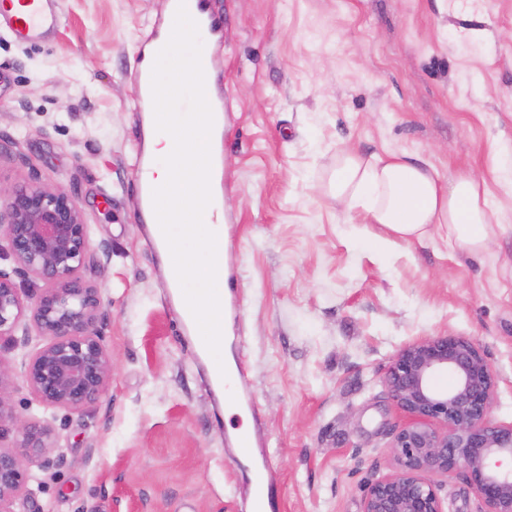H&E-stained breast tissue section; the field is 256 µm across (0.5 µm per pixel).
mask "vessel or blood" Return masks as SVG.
Segmentation results:
<instances>
[{
    "instance_id": "b4317fda",
    "label": "vessel or blood",
    "mask_w": 512,
    "mask_h": 512,
    "mask_svg": "<svg viewBox=\"0 0 512 512\" xmlns=\"http://www.w3.org/2000/svg\"><path fill=\"white\" fill-rule=\"evenodd\" d=\"M185 6L187 11L198 16L202 43L201 62L203 66H210L213 49L221 39V28L204 10L202 0H185ZM2 24L6 25L16 41L35 44L60 27L61 16L54 0H0V25ZM223 146V132H214L211 137L213 166L210 186L215 193L224 188V179L218 166ZM153 188V183L141 181L139 196L145 220L153 226L150 239L155 245L162 247L165 246L166 240L161 229L156 226L157 218L152 202ZM239 343L238 336L225 337L222 362L207 358V370L217 386H224V377L228 374L238 380L245 377L246 367L236 358ZM232 404L249 422L248 427L235 430L225 437L226 442L234 450V459L239 470L245 475L249 512H281L282 503L277 495L274 467L267 457V443L261 435L259 408L252 395L242 389L235 390Z\"/></svg>"
}]
</instances>
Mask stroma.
I'll list each match as a JSON object with an SVG mask.
<instances>
[{
  "mask_svg": "<svg viewBox=\"0 0 512 512\" xmlns=\"http://www.w3.org/2000/svg\"><path fill=\"white\" fill-rule=\"evenodd\" d=\"M164 0H59L45 41L0 32V184L78 202L83 275L102 295L112 378L88 412L47 423L61 459L33 462L40 512H246L224 445L235 419L180 336L162 260L139 218L137 54ZM223 41L228 268L246 386L264 420L283 512H362L409 422L386 373L416 340L470 339L512 423V183L489 182L493 237L472 255L441 233L375 252L325 193L336 155H405L440 177L512 167V0H206Z\"/></svg>",
  "mask_w": 512,
  "mask_h": 512,
  "instance_id": "obj_1",
  "label": "stroma"
}]
</instances>
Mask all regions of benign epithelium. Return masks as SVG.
<instances>
[{
    "mask_svg": "<svg viewBox=\"0 0 512 512\" xmlns=\"http://www.w3.org/2000/svg\"><path fill=\"white\" fill-rule=\"evenodd\" d=\"M90 254L89 225L67 193L25 181L0 186V257L15 263L30 287L0 270V346L18 336L45 339L22 363L23 382L45 408L84 412L97 403L112 375V358L97 327L99 289L82 275ZM43 287H36L37 283ZM447 370L454 385L441 391L433 376ZM386 383L411 416L388 447L392 470L372 482L362 512H445L439 478L462 472L484 505L512 512V470H493V456L512 457V424L492 418L495 374L470 340L448 334L403 347ZM11 367L0 357V512H33L29 463L55 447L51 430L12 405Z\"/></svg>",
    "mask_w": 512,
    "mask_h": 512,
    "instance_id": "7a95c632",
    "label": "benign epithelium"
}]
</instances>
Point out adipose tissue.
I'll return each mask as SVG.
<instances>
[{
	"label": "adipose tissue",
	"mask_w": 512,
	"mask_h": 512,
	"mask_svg": "<svg viewBox=\"0 0 512 512\" xmlns=\"http://www.w3.org/2000/svg\"><path fill=\"white\" fill-rule=\"evenodd\" d=\"M485 185V174L459 173L444 180L430 166L404 155L363 159L344 154L328 190L338 201L360 209L365 223L383 227V234L372 238L375 246L421 241L436 227L462 249L476 253L491 241Z\"/></svg>",
	"instance_id": "obj_1"
}]
</instances>
